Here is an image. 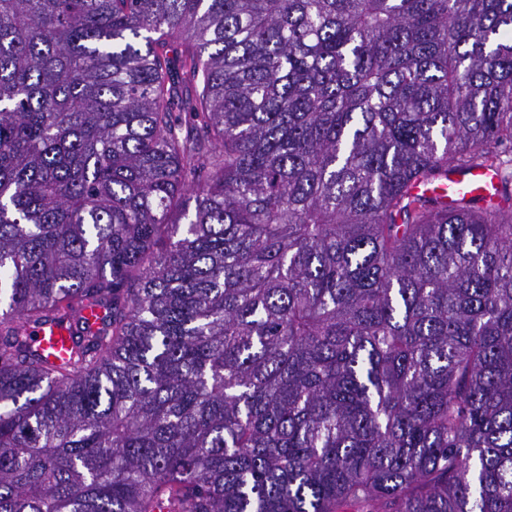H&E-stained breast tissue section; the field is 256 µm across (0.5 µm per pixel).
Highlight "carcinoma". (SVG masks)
<instances>
[{"mask_svg":"<svg viewBox=\"0 0 512 512\" xmlns=\"http://www.w3.org/2000/svg\"><path fill=\"white\" fill-rule=\"evenodd\" d=\"M507 142L512 0H0V512H512ZM501 175L495 168L489 166L476 167L471 170H462L448 164V176L436 186H429L427 182L418 183L415 193H435L448 204V208H456L462 200L480 198L484 203L492 200L498 201L497 191L500 192ZM34 344L48 353L49 358L60 363L68 356L71 345L69 332L56 325H42L33 329Z\"/></svg>","mask_w":512,"mask_h":512,"instance_id":"cac0c4a2","label":"carcinoma"}]
</instances>
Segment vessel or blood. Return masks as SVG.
I'll return each mask as SVG.
<instances>
[{
  "label": "vessel or blood",
  "mask_w": 512,
  "mask_h": 512,
  "mask_svg": "<svg viewBox=\"0 0 512 512\" xmlns=\"http://www.w3.org/2000/svg\"><path fill=\"white\" fill-rule=\"evenodd\" d=\"M501 188V175L492 167L482 166L470 170L449 167L447 177L436 186L421 182L415 187L419 193H433L449 207H458L462 200L481 198L494 201ZM34 343L46 351L54 362H62L68 356L71 340L66 329L56 325H42L33 330Z\"/></svg>",
  "instance_id": "obj_1"
}]
</instances>
